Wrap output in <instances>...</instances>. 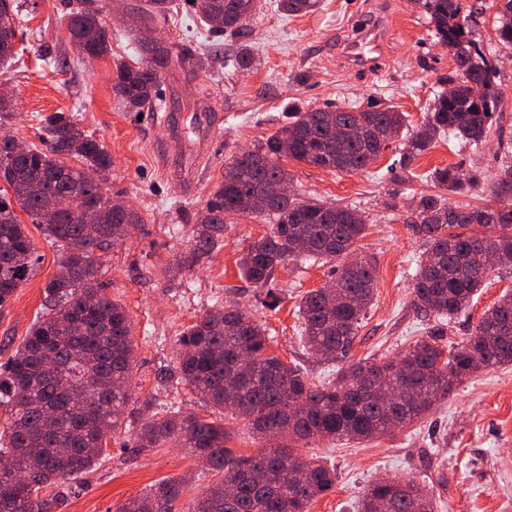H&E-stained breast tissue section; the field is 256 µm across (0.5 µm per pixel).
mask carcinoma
I'll use <instances>...</instances> for the list:
<instances>
[{"label": "carcinoma", "instance_id": "carcinoma-1", "mask_svg": "<svg viewBox=\"0 0 512 512\" xmlns=\"http://www.w3.org/2000/svg\"><path fill=\"white\" fill-rule=\"evenodd\" d=\"M195 14L212 31L245 38L259 0H191ZM287 14L307 12L315 0H278ZM174 0H145L138 15L140 47L137 65H116L112 86L129 111L152 107L163 70L174 57L172 46L151 36L166 23ZM70 40L85 57L110 51L99 0L68 2ZM497 7V41L512 49V0H492ZM435 31L448 44L453 70L441 83L422 125L406 136L400 163L407 168L434 141L451 134L477 143L497 122L501 91L493 68L469 38L462 0H423ZM17 0H0V68L11 62L17 37ZM481 86L474 96L473 85ZM45 148L0 141V181L13 196L0 197V306L33 273L39 260L27 227L14 208L34 216L57 212L55 224H43L45 239L61 254L60 271L46 286L48 313L31 326L28 336L0 371V403L9 407L8 429L0 433V456L19 463L36 460L27 483L0 475V512H55L68 486L91 471L118 427L119 412L129 399L132 361L130 317L105 288L85 305L84 285L98 280L101 258L129 235L141 217L113 205L104 192L112 157L84 131L74 117L54 112L44 118ZM405 116L392 108L330 111L297 109L290 121L253 148L224 160L222 181L197 217L185 252L174 256L187 269L219 248L224 227L241 214L243 198L252 201V216L270 221L269 231L251 243L239 260L247 282L274 296L277 267L291 261L334 263L347 254L366 230L354 208L286 196L270 200L266 187L290 180L279 165L289 158L315 167L354 173L364 170L400 133ZM72 157L86 169L67 165ZM436 186L458 192L477 187L478 170L456 166L432 173ZM492 195L497 205L475 208L451 205L439 194L419 197L407 220L426 245L414 275V305L426 315L451 318L464 310L484 283L488 268L483 254L491 248L495 264L512 268V163L500 167ZM96 207L95 234L87 233L79 215L88 203ZM497 227L495 238L466 234L471 225ZM376 271L364 259L337 269L331 288L304 293L299 306L302 340L308 352L324 361L345 357L360 321L375 294ZM180 377L204 401L248 421L253 431L273 433L292 442L369 440L404 427L448 397L457 382L484 369L512 365V292L490 307L469 339L450 350L433 335L415 342L397 359L364 361L340 369L335 382L322 387L307 380L296 366L267 353L262 324L235 307H217L188 326L181 337ZM96 377L99 388L78 386ZM138 447L158 448L176 441L204 459L221 480L193 502L188 512H309L313 501L336 485L335 470L308 461L290 445L262 448L247 457L224 446V424L194 412L172 411L141 423ZM308 469L305 481L295 470ZM235 485L229 493L225 482ZM186 486L179 477L162 481L122 503L116 512H172ZM359 512H434L430 491L414 481L384 480L370 485Z\"/></svg>", "mask_w": 512, "mask_h": 512}]
</instances>
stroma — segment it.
Wrapping results in <instances>:
<instances>
[{"label":"stroma","mask_w":512,"mask_h":512,"mask_svg":"<svg viewBox=\"0 0 512 512\" xmlns=\"http://www.w3.org/2000/svg\"><path fill=\"white\" fill-rule=\"evenodd\" d=\"M16 20V57L0 71L13 99L5 130L17 140L43 145V119L64 112L100 141L112 157L105 190L137 211L142 222L103 257L99 280L132 321L135 361L130 400L119 428L106 439L94 469L77 482L59 512H114L127 499L158 481L188 477L174 512L215 480L195 456L169 443L141 448L140 424L155 414L194 411L223 423L229 448L250 456L262 448L245 421L205 407L188 384L175 376L183 331L214 303L244 309L269 336V354L297 364L310 381H334L337 364L311 356L300 334L299 305L304 293L334 278L328 263L301 261L278 268L277 303L265 289L242 279L238 260L260 239L268 223L243 215L224 230L220 249L191 269L173 273L174 255L188 246L191 229L224 172L228 154L265 140L286 124L294 109L350 106L393 108L408 128L420 127L440 80L454 63L440 41L421 0H319L313 10L287 15L278 0H261L251 19L248 42L256 64L234 63L237 40L211 33L188 0H175L162 30L182 60L202 55L208 71L190 74L181 62L163 72L152 110L137 114L122 106L112 84L116 65L134 63L137 45L129 32L130 9L138 0H99L109 32L110 52L80 56L67 29V0H21ZM484 0H464L479 8L472 38L496 69L502 91L499 118L488 137L474 145L453 136L438 139L410 167L399 163L400 145L391 142L364 170L341 173L287 159L297 195L349 206L364 213L367 228L354 246L356 257L372 261L377 274L373 303L367 308L348 363L388 360L431 333L442 345L465 341L488 309L512 290V269H494L466 311L439 323L414 306L413 275L425 250L407 219L416 200L436 193L434 169L458 165L482 170L480 187L448 193L450 204L490 206L492 180L512 162V51L496 41V12ZM386 18L387 59L377 71L351 68L337 50L354 36L362 20ZM174 123L162 120L163 113ZM38 247L33 274L12 300L0 307V367L21 346L37 317L46 312L45 287L59 270V255L39 225L18 211ZM171 371L161 380V371ZM303 458H318L336 470V486L316 499L310 512H358L367 486L382 479L412 478L432 488L435 512H512V366L474 373L447 399L394 434L361 443L298 444Z\"/></svg>","instance_id":"stroma-1"}]
</instances>
